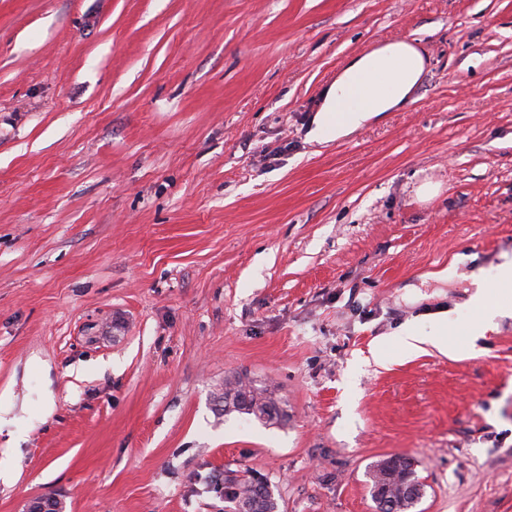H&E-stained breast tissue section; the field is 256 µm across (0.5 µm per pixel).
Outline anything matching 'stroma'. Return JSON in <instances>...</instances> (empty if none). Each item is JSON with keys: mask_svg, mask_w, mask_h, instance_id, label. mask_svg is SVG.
<instances>
[{"mask_svg": "<svg viewBox=\"0 0 512 512\" xmlns=\"http://www.w3.org/2000/svg\"><path fill=\"white\" fill-rule=\"evenodd\" d=\"M398 41L413 102L307 142ZM505 252L512 0H0V512H225L229 475L376 512L393 454L414 512H512V318L464 306ZM441 310L456 354L395 347ZM237 373L286 420L224 413ZM409 459L411 458L405 455H393L374 465L368 472L371 497L378 512H412L411 509L419 503L418 500L409 499L404 494V488L408 483L414 482L424 487ZM391 464L392 473L391 477H388L384 468ZM395 474L400 478V482L393 478Z\"/></svg>", "mask_w": 512, "mask_h": 512, "instance_id": "35a3bbf8", "label": "stroma"}]
</instances>
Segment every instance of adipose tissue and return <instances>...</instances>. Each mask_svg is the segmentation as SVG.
Segmentation results:
<instances>
[{"label": "adipose tissue", "mask_w": 512, "mask_h": 512, "mask_svg": "<svg viewBox=\"0 0 512 512\" xmlns=\"http://www.w3.org/2000/svg\"><path fill=\"white\" fill-rule=\"evenodd\" d=\"M425 69L422 53L405 42L389 43L349 58L323 92L308 141L322 144L345 137L404 106L411 100ZM470 280L473 291L467 306L482 327L492 326L497 318L512 316V255L502 254L492 270H474ZM435 322L428 333L413 323L400 326L394 333L397 344L409 354L425 344L449 353L447 312L437 313Z\"/></svg>", "instance_id": "ef3b65f1"}]
</instances>
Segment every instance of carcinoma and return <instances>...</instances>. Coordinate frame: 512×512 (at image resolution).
I'll return each instance as SVG.
<instances>
[{
    "label": "carcinoma",
    "instance_id": "1",
    "mask_svg": "<svg viewBox=\"0 0 512 512\" xmlns=\"http://www.w3.org/2000/svg\"><path fill=\"white\" fill-rule=\"evenodd\" d=\"M247 397L252 402V408L244 411L260 418L266 410L273 408L281 416H287L281 402L268 393V390L253 381L232 375L224 379V399L236 400ZM371 484V497L376 503L377 512H412L417 501L405 496L404 488L407 484L419 483V478L409 457L405 455L390 456L376 465L368 472ZM242 498H249L256 503L257 512H278V502L269 485L258 480H227L226 499L237 504Z\"/></svg>",
    "mask_w": 512,
    "mask_h": 512
}]
</instances>
